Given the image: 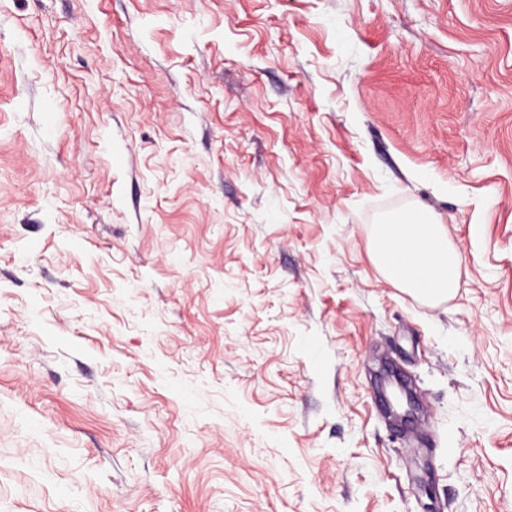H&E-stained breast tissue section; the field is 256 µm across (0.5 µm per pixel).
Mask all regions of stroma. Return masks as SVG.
Returning <instances> with one entry per match:
<instances>
[{
	"label": "stroma",
	"instance_id": "1",
	"mask_svg": "<svg viewBox=\"0 0 512 512\" xmlns=\"http://www.w3.org/2000/svg\"><path fill=\"white\" fill-rule=\"evenodd\" d=\"M0 512H512V0H0ZM373 262L398 288L432 305L457 294L463 284L462 260L445 224L425 209L386 216L369 229Z\"/></svg>",
	"mask_w": 512,
	"mask_h": 512
}]
</instances>
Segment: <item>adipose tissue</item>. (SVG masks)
Instances as JSON below:
<instances>
[{
    "instance_id": "1",
    "label": "adipose tissue",
    "mask_w": 512,
    "mask_h": 512,
    "mask_svg": "<svg viewBox=\"0 0 512 512\" xmlns=\"http://www.w3.org/2000/svg\"><path fill=\"white\" fill-rule=\"evenodd\" d=\"M373 262L395 286L437 304L457 294L463 284L461 257L446 225L425 209L386 216L369 229Z\"/></svg>"
}]
</instances>
